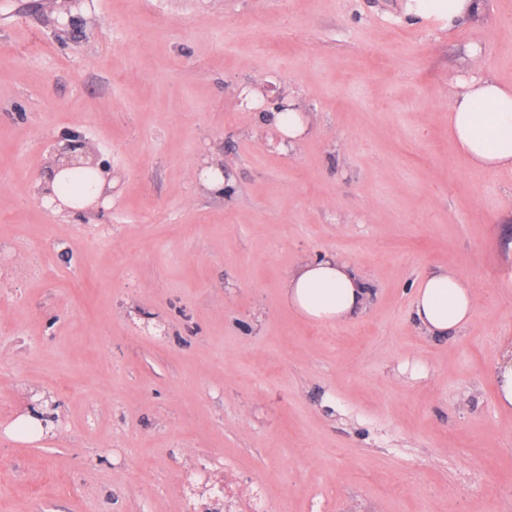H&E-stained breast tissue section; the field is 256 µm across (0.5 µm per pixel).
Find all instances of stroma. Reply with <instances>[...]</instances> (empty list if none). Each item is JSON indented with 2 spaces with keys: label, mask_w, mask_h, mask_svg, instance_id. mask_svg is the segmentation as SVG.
<instances>
[{
  "label": "stroma",
  "mask_w": 512,
  "mask_h": 512,
  "mask_svg": "<svg viewBox=\"0 0 512 512\" xmlns=\"http://www.w3.org/2000/svg\"><path fill=\"white\" fill-rule=\"evenodd\" d=\"M406 5L0 0V512H512V169L448 139L470 47L512 82V0ZM73 132L109 181L76 213L36 189ZM325 255L370 290L336 325L281 298ZM448 266L477 308L438 339ZM485 0H411L409 8L422 18L438 15L447 20L448 28L465 21L480 20ZM275 112L272 124L280 134V147L294 149L306 133L310 118L304 112ZM476 306L470 283L448 268L429 273L420 280L413 315L429 336L447 337L471 320ZM498 397L505 407H512V343L502 346L496 364Z\"/></svg>",
  "instance_id": "35a3bbf8"
}]
</instances>
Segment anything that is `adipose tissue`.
<instances>
[{"instance_id": "1", "label": "adipose tissue", "mask_w": 512, "mask_h": 512, "mask_svg": "<svg viewBox=\"0 0 512 512\" xmlns=\"http://www.w3.org/2000/svg\"><path fill=\"white\" fill-rule=\"evenodd\" d=\"M421 17L439 16L449 25L481 19L484 0H410ZM448 136L477 170L512 168V84L483 67L451 84ZM106 186L99 168L89 166L83 149L59 158L39 184L43 203L82 210ZM369 291L350 265L335 256L299 264L286 280L282 299L302 319L319 324L346 322L366 306ZM470 283L452 269L424 276L417 285L413 315L428 335L446 337L462 329L476 311Z\"/></svg>"}]
</instances>
